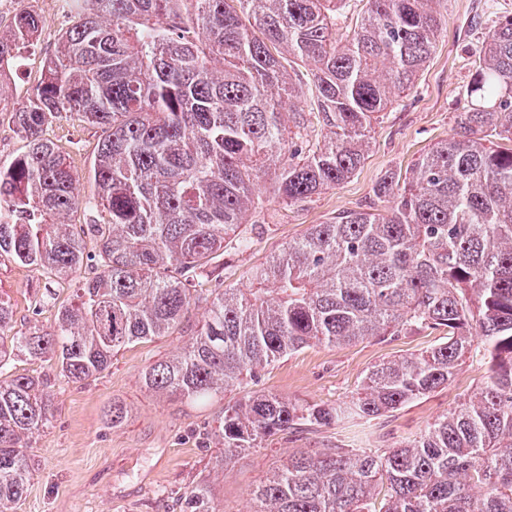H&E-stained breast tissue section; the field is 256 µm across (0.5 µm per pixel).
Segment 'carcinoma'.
I'll list each match as a JSON object with an SVG mask.
<instances>
[{
    "label": "carcinoma",
    "mask_w": 512,
    "mask_h": 512,
    "mask_svg": "<svg viewBox=\"0 0 512 512\" xmlns=\"http://www.w3.org/2000/svg\"><path fill=\"white\" fill-rule=\"evenodd\" d=\"M345 0H65L77 21L46 60L26 104L9 109L27 150L0 164V257L75 279L87 237L93 276L54 323L14 333L0 294V512H15L31 478L26 449L50 422V385L11 374L20 356L55 361L67 382L95 379L141 339L184 329L177 353L148 366L143 386L207 406L246 377L312 342L440 330L430 350L372 367L337 407L301 408L272 393L224 408L215 467L298 421L374 420L448 385L474 356L489 369L460 406L381 455L327 448L288 457L253 492L250 512H512V17L485 34L481 62L456 116L460 132L375 192L386 213L344 211L311 226L252 273L255 288H203L215 255L243 251L241 226L256 169L295 204L348 179L394 95L413 85L440 25L437 0H367L360 23L336 33ZM42 28L18 10L0 33V70ZM309 63L326 129L305 140L301 97L286 65ZM102 132L78 176L44 127L66 114ZM83 210L95 224H69ZM205 306L190 324L191 308ZM182 512H222L209 486Z\"/></svg>",
    "instance_id": "cac0c4a2"
}]
</instances>
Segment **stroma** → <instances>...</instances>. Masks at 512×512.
<instances>
[{
	"label": "stroma",
	"instance_id": "obj_1",
	"mask_svg": "<svg viewBox=\"0 0 512 512\" xmlns=\"http://www.w3.org/2000/svg\"><path fill=\"white\" fill-rule=\"evenodd\" d=\"M21 6L39 14L44 25L33 45L22 51L19 66L0 76V90L17 106L43 79L48 54L73 20L63 0H23L0 8V31L7 30ZM436 8L442 28L435 50L414 87L374 123L365 160L353 176L289 206L269 193L271 172H260L261 202L244 227L251 244L246 251L224 254L225 287H251L252 269L303 238L311 225L342 211L384 212L388 203L375 193L379 179L409 169L434 143L455 135L454 115L468 104L484 32L512 16V0H438ZM45 136L79 175V195L93 193L86 174L99 130L63 117L47 127ZM48 288L54 301L36 308ZM73 288V282L49 279L11 257L0 258V291L11 299L16 328L34 319L50 324L58 306L71 301ZM186 340L185 333L176 332L127 346L111 368L85 383L61 380L48 362H16L15 374L49 382L55 406L50 424L33 444L35 471L17 512H180L177 497L201 481L224 512H248L252 490L294 453L363 448L380 454L398 447L454 410L486 371L483 362L467 361L448 386L370 422L349 417L330 426L294 425L219 471L214 467L218 444L211 433L225 406L243 391H227L223 400L195 408L156 396L140 380L146 367L174 354ZM441 340L440 331L422 329L335 347L313 343L260 371L246 389L273 393L304 408L336 405L354 395L373 365L422 353ZM114 402L126 409L116 426L104 417Z\"/></svg>",
	"mask_w": 512,
	"mask_h": 512
}]
</instances>
